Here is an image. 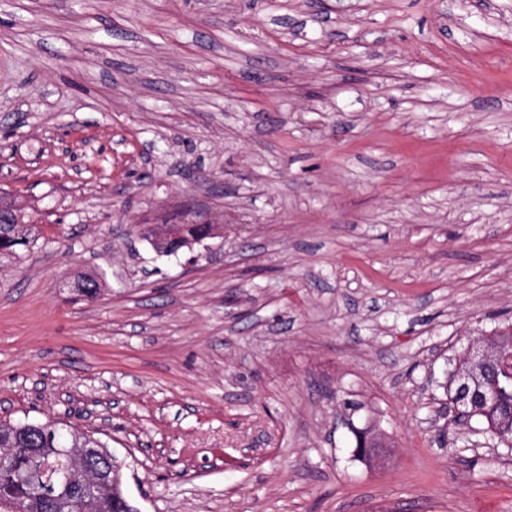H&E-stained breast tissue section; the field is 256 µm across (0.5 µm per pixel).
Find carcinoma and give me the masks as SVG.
Listing matches in <instances>:
<instances>
[{
    "instance_id": "cac0c4a2",
    "label": "carcinoma",
    "mask_w": 512,
    "mask_h": 512,
    "mask_svg": "<svg viewBox=\"0 0 512 512\" xmlns=\"http://www.w3.org/2000/svg\"><path fill=\"white\" fill-rule=\"evenodd\" d=\"M482 347L489 352L512 353V330L483 338ZM448 392L452 393V403L465 411L466 419H481L498 443L512 447V378L463 359L449 375ZM56 430L68 434L71 448L107 447V443L94 435L58 420L0 422V449H17L0 458V512H82L79 501L64 483L66 461L54 451ZM28 448L42 449V458L48 465L47 476L57 486L56 498L45 500L37 488L16 483L17 476L29 469ZM133 507L123 491L119 467L112 470L111 485L90 512H129Z\"/></svg>"
}]
</instances>
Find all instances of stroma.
I'll list each match as a JSON object with an SVG mask.
<instances>
[{"instance_id": "obj_1", "label": "stroma", "mask_w": 512, "mask_h": 512, "mask_svg": "<svg viewBox=\"0 0 512 512\" xmlns=\"http://www.w3.org/2000/svg\"><path fill=\"white\" fill-rule=\"evenodd\" d=\"M1 191L0 421L139 512H512L446 390L512 324V0H0ZM187 211L180 221L166 224H134L132 231L147 241L158 255H175L183 247H192L206 239L223 238L224 227L200 220Z\"/></svg>"}]
</instances>
